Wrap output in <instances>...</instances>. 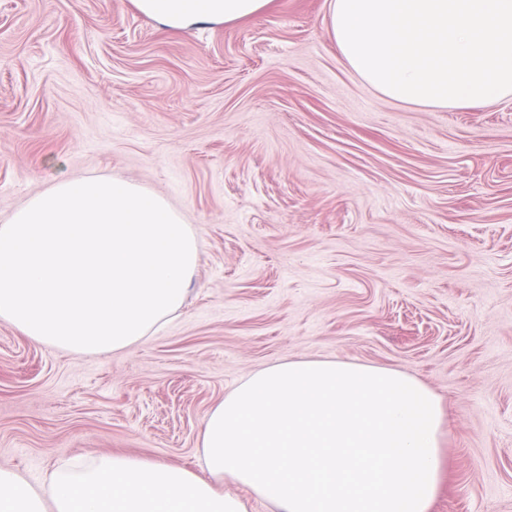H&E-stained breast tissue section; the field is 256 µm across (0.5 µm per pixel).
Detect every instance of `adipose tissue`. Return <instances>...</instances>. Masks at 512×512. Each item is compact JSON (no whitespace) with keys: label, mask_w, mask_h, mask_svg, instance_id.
Here are the masks:
<instances>
[{"label":"adipose tissue","mask_w":512,"mask_h":512,"mask_svg":"<svg viewBox=\"0 0 512 512\" xmlns=\"http://www.w3.org/2000/svg\"><path fill=\"white\" fill-rule=\"evenodd\" d=\"M168 29L252 17L272 0H132ZM347 66L394 102L432 109L512 97V0H328ZM439 397L394 368L290 360L258 370L205 416L202 469L119 455L32 484L0 468V512H431L444 480Z\"/></svg>","instance_id":"1"}]
</instances>
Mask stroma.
I'll return each mask as SVG.
<instances>
[{
	"label": "stroma",
	"mask_w": 512,
	"mask_h": 512,
	"mask_svg": "<svg viewBox=\"0 0 512 512\" xmlns=\"http://www.w3.org/2000/svg\"><path fill=\"white\" fill-rule=\"evenodd\" d=\"M328 0L183 31L131 0H0V224L60 178L162 194L200 239L182 309L126 352L0 324V467H197L255 371L406 372L446 410L432 512H512V99L434 111L345 66Z\"/></svg>",
	"instance_id": "stroma-1"
}]
</instances>
